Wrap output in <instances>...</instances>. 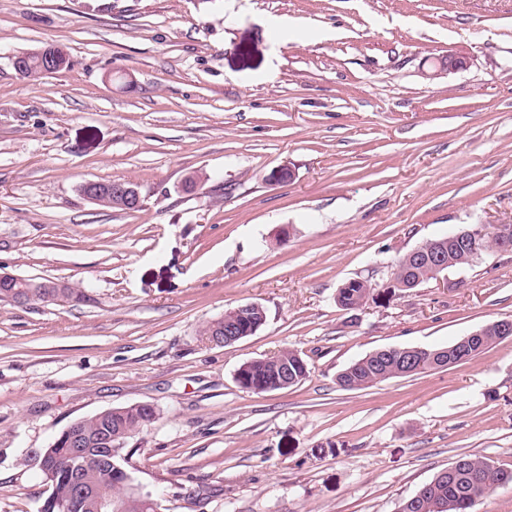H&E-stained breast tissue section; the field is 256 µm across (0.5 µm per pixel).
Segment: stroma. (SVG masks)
<instances>
[{
    "instance_id": "obj_1",
    "label": "stroma",
    "mask_w": 512,
    "mask_h": 512,
    "mask_svg": "<svg viewBox=\"0 0 512 512\" xmlns=\"http://www.w3.org/2000/svg\"><path fill=\"white\" fill-rule=\"evenodd\" d=\"M47 45L71 68L21 78L13 57ZM89 180L134 184L143 209L93 204ZM473 224H512V0H0V266L91 297L0 302V512L41 510L28 450L135 403L159 417L127 468L161 512H396L458 455L512 469V339L336 384L375 350L512 318V254L387 285ZM357 277L371 296L343 310ZM247 303L255 334L203 335ZM288 349L300 385L238 384ZM372 284L362 279H350L340 288L336 303L343 310H357L366 303L370 297ZM260 308H262V306L257 303H250V304H246L244 306L238 305L234 308L228 309L224 312L223 317H221L220 319H217L213 322L208 323L203 328V334L206 336H211L217 342L224 343V346L234 344V343L238 342L239 340L243 339V338H239V337H242L244 335L250 336L256 332V326H252L251 328H249L247 330L241 329L240 331H238L236 329H231L233 331L231 333H233V335L235 336V337L232 336V338L234 337V338H239V339L230 341L231 337L227 336L226 332L224 333V330L228 331L229 326L234 325V323L240 324L242 322V320L244 319L241 311H237V309L238 310L253 309L251 311H247V312H243V313L247 315L248 321H252L253 324L259 325L258 326V330H259L260 327L264 324V322L266 320V313H265L264 309L255 310V309H260Z\"/></svg>"
}]
</instances>
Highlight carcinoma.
I'll list each match as a JSON object with an SVG mask.
<instances>
[{"label":"carcinoma","instance_id":"obj_1","mask_svg":"<svg viewBox=\"0 0 512 512\" xmlns=\"http://www.w3.org/2000/svg\"><path fill=\"white\" fill-rule=\"evenodd\" d=\"M39 49L22 53L24 68L18 74L24 78L42 76L38 64ZM111 182L96 181L92 186L82 185L84 196L94 204L117 211H134V208L121 204L109 192ZM430 246L443 254L451 262L449 268L466 266L462 249L448 246V237L431 240ZM431 267L426 263H407V257L400 258L394 265L393 273L403 281L428 279ZM371 294V283L362 279H351L339 289L336 303L344 310H357L366 303ZM90 297L82 290L68 285L59 288L54 281L45 278H26L20 282L10 279L0 283V302L17 306L35 303H86ZM247 319L256 325H263L266 313L251 310L246 313L231 308L224 316L208 323L203 334L214 340L230 345V337L224 330L235 323ZM496 320L484 325L482 335L464 343L460 340L440 348H424L415 354L406 352L403 347H388L376 350L352 362L336 375V384L343 390H364L377 383L398 377H407L426 370H436L446 366L464 364L478 358L489 347L504 340L500 336ZM297 386L309 376V369L303 357L294 350H284L278 355L247 361L237 369L236 376L247 381L245 387L270 392L282 390L283 374ZM147 412L137 404L104 410L78 419L79 428L85 437V451L88 455H100L99 441L109 439L112 449L120 450L123 444L136 432L148 428L144 422ZM55 460L54 477L46 481L49 494L56 500L68 504V512H92L88 502L77 500L73 493L71 474L79 472L84 484L96 496L124 501L125 512H151L144 498L129 492L127 485L112 477V472L99 466H86L83 458L70 454L65 441L55 438L51 449L38 448L26 452L25 461L32 462L45 453ZM461 464L451 473L438 472L430 481L422 484L411 496L402 499L397 512H473L477 503L491 491L504 486H512V470L495 466L489 460L472 454L458 456Z\"/></svg>","mask_w":512,"mask_h":512}]
</instances>
